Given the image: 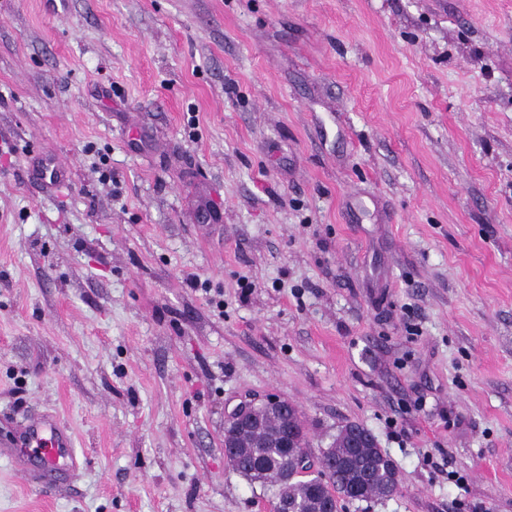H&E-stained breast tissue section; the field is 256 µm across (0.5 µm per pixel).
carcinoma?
<instances>
[{
    "label": "carcinoma",
    "instance_id": "obj_1",
    "mask_svg": "<svg viewBox=\"0 0 512 512\" xmlns=\"http://www.w3.org/2000/svg\"><path fill=\"white\" fill-rule=\"evenodd\" d=\"M264 424L255 433L238 439L247 449V463L232 461L234 469L249 483L275 489L276 502L288 489V507L293 512H315L320 506L335 508V502L387 498L399 488V469L371 433L357 423L344 426L346 434L337 437L322 451L320 470L309 475L311 466L296 462L313 454L306 419L292 409L288 447L273 441L275 419L266 409L259 410Z\"/></svg>",
    "mask_w": 512,
    "mask_h": 512
}]
</instances>
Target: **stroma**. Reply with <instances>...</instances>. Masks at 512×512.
<instances>
[{
    "label": "stroma",
    "instance_id": "obj_1",
    "mask_svg": "<svg viewBox=\"0 0 512 512\" xmlns=\"http://www.w3.org/2000/svg\"><path fill=\"white\" fill-rule=\"evenodd\" d=\"M4 143L0 440L84 463L0 512H274L270 396L397 464L343 512H512V0H0ZM257 401H243L236 405L225 415V425H232L235 433L240 436L245 431H252L260 425V419L257 418L255 411ZM0 456L10 459L35 483L64 480L79 469L76 448L50 412L35 415L17 427L15 440L1 443Z\"/></svg>",
    "mask_w": 512,
    "mask_h": 512
}]
</instances>
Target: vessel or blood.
Returning <instances> with one entry per match:
<instances>
[{"mask_svg": "<svg viewBox=\"0 0 512 512\" xmlns=\"http://www.w3.org/2000/svg\"><path fill=\"white\" fill-rule=\"evenodd\" d=\"M0 456L10 459L19 472L36 483L66 479L79 468L69 435L49 412L35 415L19 426L14 440L0 445Z\"/></svg>", "mask_w": 512, "mask_h": 512, "instance_id": "obj_1", "label": "vessel or blood"}]
</instances>
